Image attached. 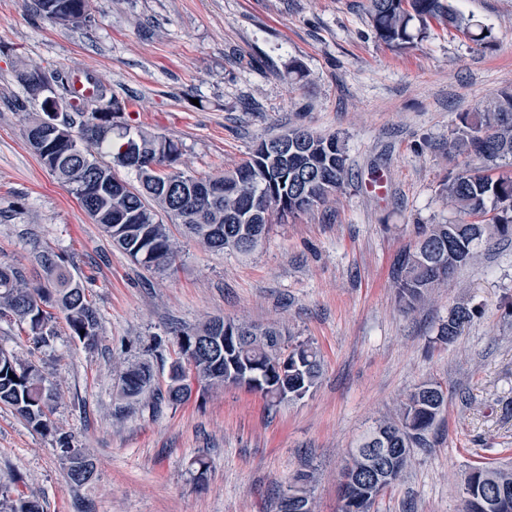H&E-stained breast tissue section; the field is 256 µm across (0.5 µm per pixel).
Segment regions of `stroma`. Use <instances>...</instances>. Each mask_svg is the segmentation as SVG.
Segmentation results:
<instances>
[{
	"label": "stroma",
	"mask_w": 512,
	"mask_h": 512,
	"mask_svg": "<svg viewBox=\"0 0 512 512\" xmlns=\"http://www.w3.org/2000/svg\"><path fill=\"white\" fill-rule=\"evenodd\" d=\"M450 3L488 27L485 48L438 23L413 47H386L365 0H92L78 28L51 25L30 0H0V262L37 281V253L59 254L102 326L87 348L58 321L53 348L37 352L18 323L0 321V347L56 384L51 419L96 466L76 485L54 437L0 404V482L34 494L42 512H278L279 485L304 473L316 512H338L348 451L432 380L448 394L432 445L373 512H460L470 468L512 448V239L480 243L478 262L416 311L400 309L393 286L420 226L458 218L442 188L472 164L449 147L460 115L512 92V0ZM27 64L101 81L125 101L122 123L178 142L190 174L235 167L260 141L304 126L340 136L349 180L335 203L270 225L246 255L174 229V268L150 273L28 147L35 106L16 79ZM460 304L475 316L442 343ZM212 317L276 322L313 341L318 385L275 406L196 384L182 404L117 409L125 363L149 360L165 389L179 356L172 330Z\"/></svg>",
	"instance_id": "1"
}]
</instances>
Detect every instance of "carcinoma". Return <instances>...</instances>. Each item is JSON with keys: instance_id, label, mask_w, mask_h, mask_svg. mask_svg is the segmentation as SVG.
Here are the masks:
<instances>
[{"instance_id": "cac0c4a2", "label": "carcinoma", "mask_w": 512, "mask_h": 512, "mask_svg": "<svg viewBox=\"0 0 512 512\" xmlns=\"http://www.w3.org/2000/svg\"><path fill=\"white\" fill-rule=\"evenodd\" d=\"M45 20L63 27H80L90 19V0H33ZM366 12L375 38L390 48L405 49L426 37L431 23L443 22L464 30L477 45L487 44L488 30L477 20L457 13L449 0H368ZM17 81L34 98L46 82L61 88L71 100V111L55 125L46 124L47 113L28 119L25 137L40 163L100 224L112 244L143 269L163 274L175 264L179 250L170 224L201 245L215 250L252 252L266 228L275 220L305 213L335 199L349 178L345 148L335 134L320 135L299 127L269 139H302L288 156L264 154L255 149L240 165L207 177L188 175L178 168L180 147L173 140L142 131L131 132L117 118L125 102L95 82L90 96H77L65 74L25 66ZM451 147L483 161L479 169H466L448 180L446 193L461 219L450 224H430L397 263L394 288L405 309H412L448 282L454 272L476 258V248L493 237L512 238V175L491 174L497 160L512 158V93H504L480 112H466ZM132 169L138 185L121 180L115 168ZM42 281L28 283L23 269L0 263V319L26 325L35 349L49 347L57 336L53 322L60 313L70 336L93 344L101 320L84 288L52 251L38 255ZM475 311L458 305L439 331L452 342ZM181 359L170 370L166 393H155L172 404L189 394L186 369L210 388L237 386L260 394L270 405L299 400L321 376L322 357L308 340L295 341L277 324L212 318L201 326L176 334ZM147 362L128 365L120 376L117 395L129 400L142 395L151 383ZM57 392L42 370L0 347V403L11 407L33 430L57 432L51 415ZM442 387L425 381L412 390L390 416L377 421L364 436L360 449H351L348 466L358 471L357 502L340 506V512H371L382 491L373 490L366 471L373 438L382 437L398 456L400 478L412 458V449L431 447L430 436L447 405ZM58 443L68 464L70 479L85 484L93 460L60 435ZM465 481L474 496L493 495V512H512V467L487 462L473 465ZM301 495L312 510V487L302 474L279 490L278 512H297ZM0 512H40L32 496L12 494L0 485Z\"/></svg>"}]
</instances>
